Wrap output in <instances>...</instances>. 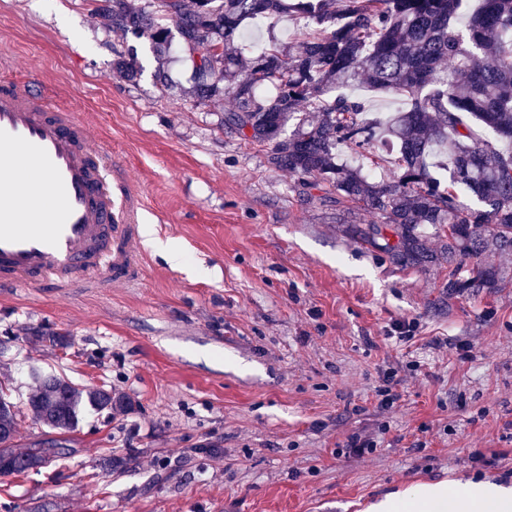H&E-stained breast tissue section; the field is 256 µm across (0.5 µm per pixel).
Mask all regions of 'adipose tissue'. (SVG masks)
<instances>
[{
	"label": "adipose tissue",
	"instance_id": "obj_1",
	"mask_svg": "<svg viewBox=\"0 0 512 512\" xmlns=\"http://www.w3.org/2000/svg\"><path fill=\"white\" fill-rule=\"evenodd\" d=\"M379 512H512V488L489 482L458 484L453 488L419 485L409 500L387 499Z\"/></svg>",
	"mask_w": 512,
	"mask_h": 512
}]
</instances>
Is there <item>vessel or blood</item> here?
<instances>
[{
	"label": "vessel or blood",
	"instance_id": "vessel-or-blood-1",
	"mask_svg": "<svg viewBox=\"0 0 512 512\" xmlns=\"http://www.w3.org/2000/svg\"><path fill=\"white\" fill-rule=\"evenodd\" d=\"M89 123L37 85L0 80V289L60 293L144 271V203Z\"/></svg>",
	"mask_w": 512,
	"mask_h": 512
}]
</instances>
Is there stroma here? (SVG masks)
I'll list each match as a JSON object with an SVG mask.
<instances>
[{
	"mask_svg": "<svg viewBox=\"0 0 512 512\" xmlns=\"http://www.w3.org/2000/svg\"><path fill=\"white\" fill-rule=\"evenodd\" d=\"M95 7L0 0V79L43 83L87 118L184 265L151 250L133 286L0 296L18 445L46 432L26 410L32 369L131 402L84 409L64 457L0 476V512H374L421 484L512 487V252L480 258L505 281L456 294L447 261L396 263L355 235L369 212L308 199L268 146L221 128L232 100L193 95L179 45L158 56ZM131 54L132 82L113 69ZM401 320L417 331L399 344ZM389 367L400 400L382 414ZM363 429L382 432L375 454L336 456ZM473 448L507 458L487 468Z\"/></svg>",
	"mask_w": 512,
	"mask_h": 512,
	"instance_id": "1",
	"label": "stroma"
}]
</instances>
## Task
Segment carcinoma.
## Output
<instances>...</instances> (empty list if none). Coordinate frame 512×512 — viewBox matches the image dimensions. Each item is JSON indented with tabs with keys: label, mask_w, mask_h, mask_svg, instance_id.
<instances>
[{
	"label": "carcinoma",
	"mask_w": 512,
	"mask_h": 512,
	"mask_svg": "<svg viewBox=\"0 0 512 512\" xmlns=\"http://www.w3.org/2000/svg\"><path fill=\"white\" fill-rule=\"evenodd\" d=\"M97 10L113 31L147 38L162 55L178 38L198 99H233L221 125L269 145L273 168L306 190L328 189L336 208L369 211L373 221L356 226L363 242L401 265L425 266L437 257L415 229L430 224L446 239L448 291L496 286L498 273L479 259L491 243L512 251V0H149L141 8L99 0ZM258 16L295 18L301 38H273L244 57L246 24ZM114 68L137 78L133 55ZM364 84L409 107L371 117L368 101L336 93ZM377 141L396 150L392 178L339 161L342 149ZM33 378L32 417L59 434L76 428L85 404L124 405L102 388ZM18 418L0 384L1 476L38 472L65 454L59 439L16 449Z\"/></svg>",
	"instance_id": "cac0c4a2"
}]
</instances>
